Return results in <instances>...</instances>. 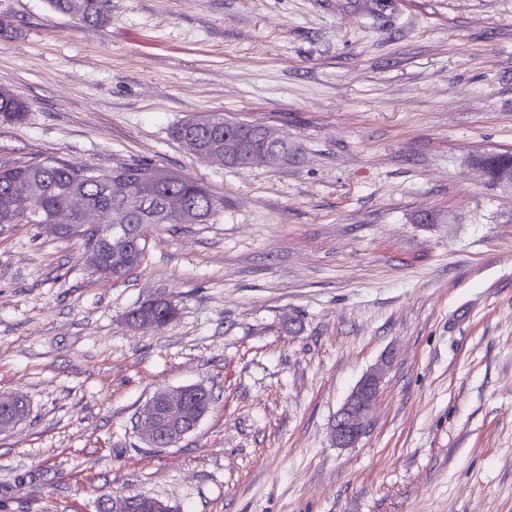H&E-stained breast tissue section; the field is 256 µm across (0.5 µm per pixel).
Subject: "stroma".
<instances>
[{
	"label": "stroma",
	"mask_w": 512,
	"mask_h": 512,
	"mask_svg": "<svg viewBox=\"0 0 512 512\" xmlns=\"http://www.w3.org/2000/svg\"><path fill=\"white\" fill-rule=\"evenodd\" d=\"M78 26L0 0V86L26 99L0 164L149 161L204 183L209 220L149 233L141 266L95 273L81 241L0 225V512H98L144 494L177 512H512V0H109ZM213 113L300 149L228 168L171 136ZM432 224L418 223L423 212ZM157 296L173 323L134 331ZM385 375L356 447L330 425ZM214 395L168 448L154 393Z\"/></svg>",
	"instance_id": "1"
}]
</instances>
